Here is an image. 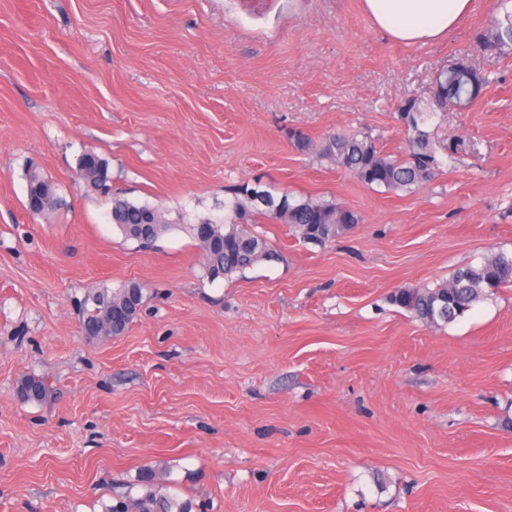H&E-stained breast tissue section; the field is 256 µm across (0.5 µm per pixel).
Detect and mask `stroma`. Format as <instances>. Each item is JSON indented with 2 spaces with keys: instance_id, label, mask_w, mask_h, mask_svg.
I'll list each match as a JSON object with an SVG mask.
<instances>
[{
  "instance_id": "obj_1",
  "label": "stroma",
  "mask_w": 512,
  "mask_h": 512,
  "mask_svg": "<svg viewBox=\"0 0 512 512\" xmlns=\"http://www.w3.org/2000/svg\"><path fill=\"white\" fill-rule=\"evenodd\" d=\"M502 0L406 45L362 0H0V512H102L143 493L191 512H512V288L442 328L393 305L512 251V50H484ZM485 94L442 112L462 152L411 193L288 143L369 132L409 147L397 107L459 61ZM182 216L148 250L77 176ZM37 167L63 205L25 208ZM361 218L316 245L261 219L281 257L208 279L186 227L241 186ZM134 281L124 334L77 300ZM36 375L49 392L21 401ZM48 390L46 381L40 377L27 375L20 381L19 392L24 402H40L45 398Z\"/></svg>"
}]
</instances>
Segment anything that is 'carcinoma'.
<instances>
[{
	"mask_svg": "<svg viewBox=\"0 0 512 512\" xmlns=\"http://www.w3.org/2000/svg\"><path fill=\"white\" fill-rule=\"evenodd\" d=\"M483 44L495 51L512 47V11L494 17L491 34L483 37ZM488 83L480 69L458 63L436 75L431 101L404 100L398 111L406 125L410 148L400 157L383 153L364 131H332L318 145L300 131L289 132L288 138L297 151L313 152L317 159L344 169L368 186L411 192L434 181L442 168L455 160L456 147L434 136L438 114L446 106L461 108L473 103ZM83 157L85 168L78 170L79 178L90 187L98 185L95 193L110 199L112 223L125 239L149 247L175 226L176 221L168 218L166 211L112 191V177L98 154L86 152ZM26 181V210H34L39 216L55 212L59 198L54 185L37 170L28 171ZM260 218L286 224L302 241L319 245L348 233L360 222L357 213L333 202L288 192L276 197L267 190L241 187L224 201V217H203L189 226L190 235L202 249L204 272L209 278L242 274L277 258L267 238L251 229ZM502 288H512V252L498 250L476 266L457 268L448 281L432 288H399L391 301L420 322L437 327L464 317L474 304ZM144 299V289L137 282L114 290H90L79 303L80 328L89 339L107 340L112 323L117 322V333L121 334ZM48 390L40 377L27 375L20 381L19 392L25 402L42 401ZM175 506L178 512H190L188 504L159 500L148 490L136 499L122 495L116 503L105 506L104 512H156L158 508L167 512Z\"/></svg>",
	"mask_w": 512,
	"mask_h": 512,
	"instance_id": "1",
	"label": "carcinoma"
}]
</instances>
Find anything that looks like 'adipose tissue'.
<instances>
[{"label": "adipose tissue", "instance_id": "adipose-tissue-1", "mask_svg": "<svg viewBox=\"0 0 512 512\" xmlns=\"http://www.w3.org/2000/svg\"><path fill=\"white\" fill-rule=\"evenodd\" d=\"M375 27L404 44L440 39L467 14L473 0H363Z\"/></svg>", "mask_w": 512, "mask_h": 512}]
</instances>
